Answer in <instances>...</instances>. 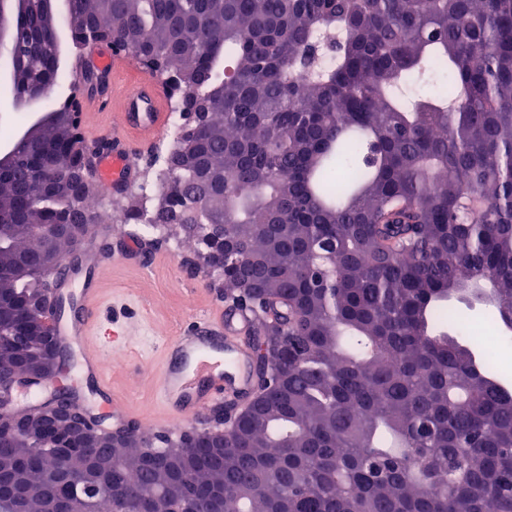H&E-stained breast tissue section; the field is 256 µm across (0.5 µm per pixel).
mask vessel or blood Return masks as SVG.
I'll use <instances>...</instances> for the list:
<instances>
[{
	"instance_id": "obj_1",
	"label": "vessel or blood",
	"mask_w": 512,
	"mask_h": 512,
	"mask_svg": "<svg viewBox=\"0 0 512 512\" xmlns=\"http://www.w3.org/2000/svg\"><path fill=\"white\" fill-rule=\"evenodd\" d=\"M124 109L117 121L106 126L89 119V135L110 132L112 151L93 171L98 185L120 190L136 174L132 162L138 150L151 149L166 132L168 114L150 75L138 77L124 87ZM64 286L77 289L81 312L55 327L63 342L78 356L80 376L95 380L104 406L112 404V384L102 362L113 350L127 349L125 326L117 321L99 324L95 312L107 295L99 281L76 278L70 268L55 275ZM250 318L243 312L221 307L204 310L176 335L159 343L161 367L154 379V398L162 415L154 428L173 431L179 424L199 420L217 402L228 397L248 398L257 385L256 354L247 336Z\"/></svg>"
}]
</instances>
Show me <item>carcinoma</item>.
<instances>
[{
  "instance_id": "obj_1",
  "label": "carcinoma",
  "mask_w": 512,
  "mask_h": 512,
  "mask_svg": "<svg viewBox=\"0 0 512 512\" xmlns=\"http://www.w3.org/2000/svg\"><path fill=\"white\" fill-rule=\"evenodd\" d=\"M78 48L106 40L161 56V83L196 76L212 98L170 152L161 193L215 250L207 225L241 240L264 276L238 288L236 256L214 272L224 303L249 312L270 366L224 456L192 468L146 458L143 442L99 448L125 460L90 491L91 512H512V392L480 340L443 330L463 285L492 286L512 327V0H65ZM15 99L62 76L57 18L35 11L5 37ZM0 209L23 225L0 244V296L51 295L36 226L85 235L96 183L66 131L16 142ZM169 212H123L165 224ZM43 341L0 334V386ZM62 451L0 426V468L38 472Z\"/></svg>"
}]
</instances>
